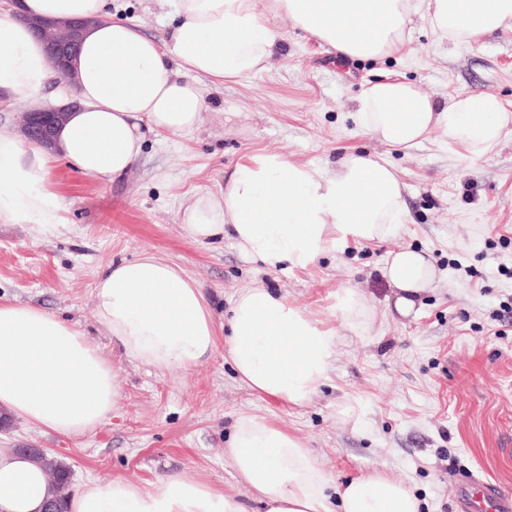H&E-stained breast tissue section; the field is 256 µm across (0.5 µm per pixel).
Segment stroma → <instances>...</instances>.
Returning <instances> with one entry per match:
<instances>
[{
    "instance_id": "obj_1",
    "label": "stroma",
    "mask_w": 512,
    "mask_h": 512,
    "mask_svg": "<svg viewBox=\"0 0 512 512\" xmlns=\"http://www.w3.org/2000/svg\"><path fill=\"white\" fill-rule=\"evenodd\" d=\"M175 0H109L114 19L167 40ZM281 51L239 82L205 86L202 122L190 134H147L123 176L103 184L56 162L49 186L64 223H0V298L36 305L76 324L112 367V413L78 436L9 418L0 446L49 449L71 467L72 491L121 478L155 489L174 475L235 487L224 446L242 412L298 435L337 479L384 472L403 479L420 512H459L449 477L478 475L512 494V133L472 157L431 134L409 149L366 133L358 98L371 82L415 83L437 101L464 93L499 97L512 110V30L461 48L421 19L411 43L382 61H339L285 18ZM269 149L321 174L352 151L377 154L406 185L404 216L391 236L351 242L305 270L264 269L231 238L200 243L181 229L184 198L214 192L234 166ZM426 252L438 271L415 314L400 316L382 275L389 252ZM151 251L182 265L203 287L216 318L238 288L286 294L334 335L331 380L303 408L252 393L223 348L189 368L158 371L126 357L101 332L93 283L110 262ZM356 288L374 308L364 330L336 318V293Z\"/></svg>"
}]
</instances>
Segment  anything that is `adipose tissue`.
Wrapping results in <instances>:
<instances>
[{"label":"adipose tissue","instance_id":"ef3b65f1","mask_svg":"<svg viewBox=\"0 0 512 512\" xmlns=\"http://www.w3.org/2000/svg\"><path fill=\"white\" fill-rule=\"evenodd\" d=\"M107 0H15L0 16V97L38 108L54 71L28 21L92 19L73 62L69 96L79 100L51 146L0 126V222L62 223L47 186L51 164L108 183L138 161L145 132L198 129L205 105L198 82L215 86L265 70L279 35L254 0H176L177 20L159 43L113 19ZM344 60H382L402 52L413 17L463 47L512 29V0H266ZM364 129L383 144L410 148L431 133L473 156L492 152L512 113L495 96L459 94L439 103L417 85L368 84L358 102ZM404 183L376 156L347 153L332 173L264 150L236 164L219 192L190 198L189 237H231L270 270H303L348 242L387 237L399 224ZM385 275L394 307L413 313L437 272L409 247L390 252ZM95 317L130 359L159 370L195 366L224 344L237 377L253 393L303 407L329 380L333 336L278 291L251 285L215 320L200 284L177 263L146 251L111 263L93 288ZM117 385L99 345L76 325L29 304L0 299V411L58 435L83 434L112 412ZM236 480L220 493L206 481L167 476L154 491L122 479L94 480L68 512H420L405 481L377 472L335 482L304 441L256 413L238 414L224 450ZM47 476L14 448L0 447V512H42Z\"/></svg>","mask_w":512,"mask_h":512}]
</instances>
